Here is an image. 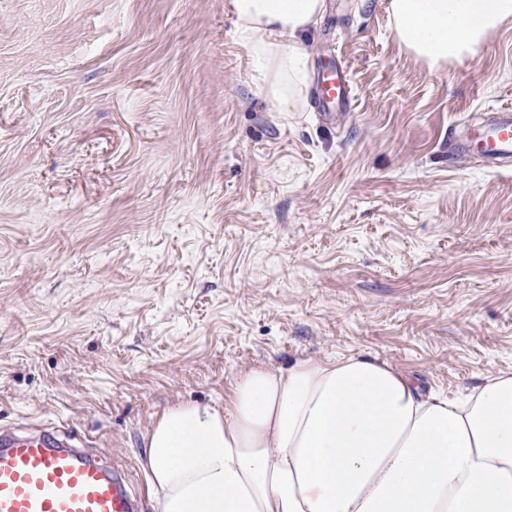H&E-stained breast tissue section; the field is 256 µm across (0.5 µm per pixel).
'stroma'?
I'll return each instance as SVG.
<instances>
[{
    "mask_svg": "<svg viewBox=\"0 0 512 512\" xmlns=\"http://www.w3.org/2000/svg\"><path fill=\"white\" fill-rule=\"evenodd\" d=\"M389 2L302 35L350 69L329 119L275 111L230 0H0V426L65 420L156 512L147 429L244 369L512 373V169L448 151L512 107V20L432 70Z\"/></svg>",
    "mask_w": 512,
    "mask_h": 512,
    "instance_id": "35a3bbf8",
    "label": "stroma"
}]
</instances>
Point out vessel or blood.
<instances>
[{"label": "vessel or blood", "instance_id": "b4317fda", "mask_svg": "<svg viewBox=\"0 0 512 512\" xmlns=\"http://www.w3.org/2000/svg\"><path fill=\"white\" fill-rule=\"evenodd\" d=\"M324 109L350 110L353 90L344 64L319 73ZM454 154L500 165L512 161V111L451 131ZM60 427L0 432V512H134L123 479L60 437Z\"/></svg>", "mask_w": 512, "mask_h": 512}]
</instances>
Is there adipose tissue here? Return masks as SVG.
<instances>
[{"instance_id": "ef3b65f1", "label": "adipose tissue", "mask_w": 512, "mask_h": 512, "mask_svg": "<svg viewBox=\"0 0 512 512\" xmlns=\"http://www.w3.org/2000/svg\"><path fill=\"white\" fill-rule=\"evenodd\" d=\"M234 37L276 111H300L301 36L325 0H231ZM398 42L430 68L474 57L512 0H390ZM158 512H512V374L423 393L363 353L239 373L144 436Z\"/></svg>"}]
</instances>
